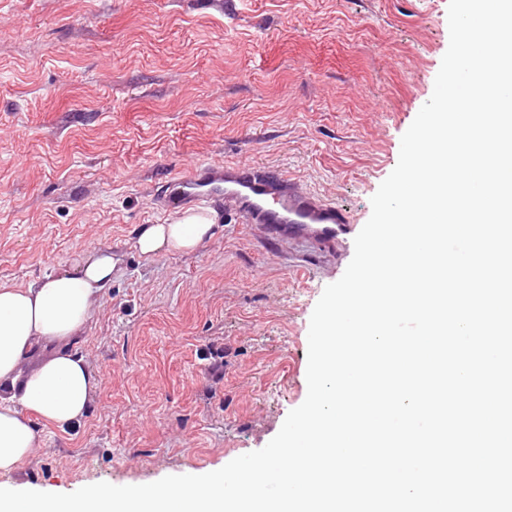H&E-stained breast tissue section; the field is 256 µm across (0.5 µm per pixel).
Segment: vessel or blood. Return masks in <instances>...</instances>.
<instances>
[{"mask_svg": "<svg viewBox=\"0 0 512 512\" xmlns=\"http://www.w3.org/2000/svg\"><path fill=\"white\" fill-rule=\"evenodd\" d=\"M154 199L173 213L193 207L233 211L262 240L329 255L344 252L355 231L349 214L333 200L257 166L199 164L162 183Z\"/></svg>", "mask_w": 512, "mask_h": 512, "instance_id": "b4317fda", "label": "vessel or blood"}]
</instances>
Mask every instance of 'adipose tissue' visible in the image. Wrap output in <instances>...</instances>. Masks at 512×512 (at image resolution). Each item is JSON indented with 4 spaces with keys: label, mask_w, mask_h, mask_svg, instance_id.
<instances>
[{
    "label": "adipose tissue",
    "mask_w": 512,
    "mask_h": 512,
    "mask_svg": "<svg viewBox=\"0 0 512 512\" xmlns=\"http://www.w3.org/2000/svg\"><path fill=\"white\" fill-rule=\"evenodd\" d=\"M217 216L187 210L136 230L135 248L147 259L186 254L212 236ZM118 259L91 252L75 272L27 287L0 282V472H11L37 444L32 418L64 429L85 418L101 375L72 342L89 320Z\"/></svg>",
    "instance_id": "ef3b65f1"
}]
</instances>
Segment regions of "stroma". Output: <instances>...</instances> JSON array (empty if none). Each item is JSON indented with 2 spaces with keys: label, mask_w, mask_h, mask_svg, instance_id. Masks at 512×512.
Masks as SVG:
<instances>
[{
  "label": "stroma",
  "mask_w": 512,
  "mask_h": 512,
  "mask_svg": "<svg viewBox=\"0 0 512 512\" xmlns=\"http://www.w3.org/2000/svg\"><path fill=\"white\" fill-rule=\"evenodd\" d=\"M449 46L448 0H0V281L119 259L75 347L93 408L0 485L71 493L215 471L307 395L308 331L352 255H302L219 213L147 260L153 199L204 162L282 170L365 225Z\"/></svg>",
  "instance_id": "1"
}]
</instances>
